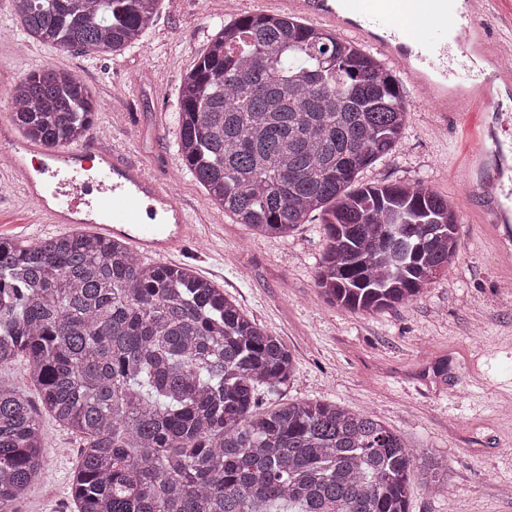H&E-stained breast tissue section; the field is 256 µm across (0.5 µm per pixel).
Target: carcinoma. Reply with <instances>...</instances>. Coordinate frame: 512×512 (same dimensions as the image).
Segmentation results:
<instances>
[{
	"mask_svg": "<svg viewBox=\"0 0 512 512\" xmlns=\"http://www.w3.org/2000/svg\"><path fill=\"white\" fill-rule=\"evenodd\" d=\"M161 0H12L24 42L123 54ZM12 122L50 148L91 130L75 73L11 86ZM409 103L374 55L331 28L253 13L220 26L179 87V153L208 201L254 234L323 224L316 285L374 314L422 298L448 271L459 224L423 184L359 183L402 137ZM25 361L42 407L82 439L77 512H408L413 475L442 491L448 464L371 412L327 401L259 408L296 364L190 265L148 264L121 238H0V368ZM28 397L0 385V512L46 467Z\"/></svg>",
	"mask_w": 512,
	"mask_h": 512,
	"instance_id": "cac0c4a2",
	"label": "carcinoma"
}]
</instances>
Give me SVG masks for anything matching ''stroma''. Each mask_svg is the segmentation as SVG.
<instances>
[{
  "label": "stroma",
  "instance_id": "1",
  "mask_svg": "<svg viewBox=\"0 0 512 512\" xmlns=\"http://www.w3.org/2000/svg\"><path fill=\"white\" fill-rule=\"evenodd\" d=\"M224 0H162L155 24L137 48L120 56H87L23 45L11 0H0V70L11 80L44 67L82 72L100 108L95 128L112 131L131 158L171 183L193 222V237L171 265L191 264L235 297L296 361L292 383L262 395L280 400L335 401L368 410L422 455L448 463L442 492L415 490L409 512H512V267L502 259L512 236L499 241L488 195L470 178L474 154L489 125L502 126L508 170L487 159L483 177L512 191V91L498 111L475 105L467 117L435 111L409 83L401 89L411 114L399 145L360 175L361 182L424 183L454 200L460 253L418 301L373 315L326 304L316 286L322 226L310 219L291 235L248 234L212 207L183 167L176 112L182 76L211 35L228 21ZM0 163V238L33 244L60 234ZM47 469L16 512H72L71 479L80 440L48 413Z\"/></svg>",
  "mask_w": 512,
  "mask_h": 512
}]
</instances>
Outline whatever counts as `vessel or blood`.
<instances>
[{"label":"vessel or blood","mask_w":512,"mask_h":512,"mask_svg":"<svg viewBox=\"0 0 512 512\" xmlns=\"http://www.w3.org/2000/svg\"><path fill=\"white\" fill-rule=\"evenodd\" d=\"M282 12L301 14L370 43L435 111L461 116L474 98L491 100L492 87L512 89V42L488 39L475 12L457 0H269ZM13 178L49 224H84L102 237L119 236L139 256L180 251L192 234L186 209L165 179L132 161L119 145L97 141L51 150L10 138L0 126Z\"/></svg>","instance_id":"1"}]
</instances>
